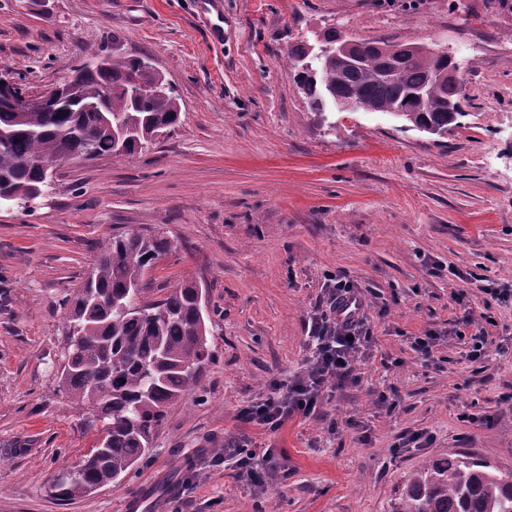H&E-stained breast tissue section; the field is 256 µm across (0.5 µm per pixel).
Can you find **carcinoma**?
<instances>
[{"mask_svg": "<svg viewBox=\"0 0 512 512\" xmlns=\"http://www.w3.org/2000/svg\"><path fill=\"white\" fill-rule=\"evenodd\" d=\"M357 61H345L336 35L320 47L303 44L288 52L310 111L324 112L330 101L351 112H385L408 126L440 138L465 116L463 67L448 52L431 55L412 43H351ZM89 52L75 69L64 98L52 108H36L19 117L0 102V186L26 193L47 182L31 161L61 152L93 158H118L101 115L118 117L135 143L129 154L147 148L160 130L174 126L179 105L146 58L118 57L99 62ZM456 77L448 78V71ZM140 80L150 86L129 93ZM110 90L112 95L104 96ZM175 249L161 232L130 230L102 245L92 278L66 297L65 393L88 401L102 394L100 407L83 417L87 429L103 438L79 459L54 492L65 500L118 484L152 450V439L169 408L196 385L209 358L207 317L195 284L149 298L143 275ZM400 512H512V475L499 476L484 461L464 455L435 460L417 472L407 487Z\"/></svg>", "mask_w": 512, "mask_h": 512, "instance_id": "1", "label": "carcinoma"}]
</instances>
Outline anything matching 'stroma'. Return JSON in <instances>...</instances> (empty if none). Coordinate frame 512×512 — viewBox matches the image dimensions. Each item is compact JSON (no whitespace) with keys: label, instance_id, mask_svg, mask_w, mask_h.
I'll return each instance as SVG.
<instances>
[{"label":"stroma","instance_id":"stroma-1","mask_svg":"<svg viewBox=\"0 0 512 512\" xmlns=\"http://www.w3.org/2000/svg\"><path fill=\"white\" fill-rule=\"evenodd\" d=\"M452 52L468 115L438 138L379 112H310L288 62L324 32ZM147 54L180 121L131 157L65 165L36 205L0 207V512H397L425 462L465 453L512 474V8L503 0H0V69L40 91L88 50ZM133 227L176 249L154 297L193 280L212 356L149 456L116 486L59 499L93 448L60 389L64 296ZM368 289L356 381L315 414L252 430L285 467L209 466L243 408L302 375L327 276ZM468 285L464 302L452 293ZM491 316L489 352L455 336ZM435 335L430 355L417 337ZM420 435L417 448L404 446Z\"/></svg>","mask_w":512,"mask_h":512}]
</instances>
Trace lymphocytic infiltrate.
<instances>
[{"mask_svg":"<svg viewBox=\"0 0 512 512\" xmlns=\"http://www.w3.org/2000/svg\"><path fill=\"white\" fill-rule=\"evenodd\" d=\"M326 299L312 312L308 335L313 354L305 374L285 393H274L255 405L244 408L239 418L243 424L270 431L281 429L288 420L310 415L324 391L354 382L353 360L368 346L371 336L365 331V301L353 284L329 278ZM252 439L242 435L225 442L222 454L213 456L211 465L220 466L225 456L236 460L241 476H253L258 468L276 470L278 457L273 449H253Z\"/></svg>","mask_w":512,"mask_h":512,"instance_id":"f902f5d3","label":"lymphocytic infiltrate"}]
</instances>
